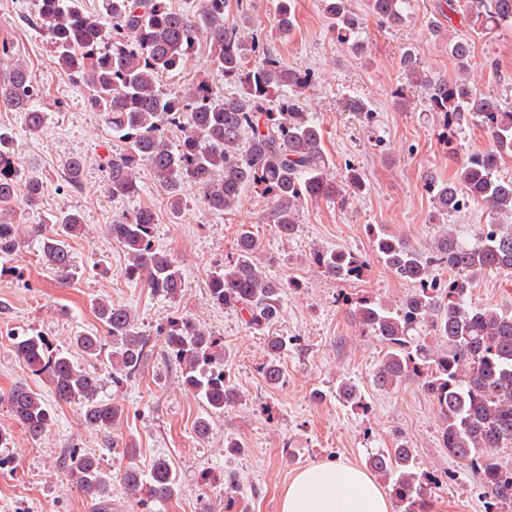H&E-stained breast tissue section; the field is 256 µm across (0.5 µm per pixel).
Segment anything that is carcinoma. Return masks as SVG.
<instances>
[{
  "instance_id": "carcinoma-1",
  "label": "carcinoma",
  "mask_w": 512,
  "mask_h": 512,
  "mask_svg": "<svg viewBox=\"0 0 512 512\" xmlns=\"http://www.w3.org/2000/svg\"><path fill=\"white\" fill-rule=\"evenodd\" d=\"M328 28L340 42L356 40L359 22L349 0H321ZM407 0H367L373 15L393 24L405 20ZM470 18L487 35L512 26V0H469ZM228 0H199L194 13L172 9L167 0H102L98 13L85 12L83 0H37L36 23L47 34L63 74L93 89L89 107L102 113L112 136L124 148L109 157V189L114 196L138 194L141 172L153 176L167 195L170 213L179 215L183 189L198 187L207 206L218 212L234 207L250 189L274 202V227L280 240H291L299 207L307 198L326 197L346 204L365 188L363 175L348 169L343 181L330 178V161L323 148L320 125L300 106L298 93L313 79L309 71L288 67L267 47L260 35L228 21ZM295 0H278L275 30L281 37L295 27ZM212 46L215 60L236 93H221L207 80L168 94L159 77L180 68L184 57L200 39ZM461 67L468 66L469 45L448 44ZM406 87L399 103L424 94L434 110L443 114L441 140L448 155L457 154V136L472 123L489 132L495 148L473 153L459 163L456 178L446 182L425 177L435 216L459 212L471 202L493 212L512 215V178L500 174L501 162L512 158V106L496 97L481 95L461 81L428 77L407 51L401 58ZM291 91L290 95L283 91ZM36 88L31 72L21 62L10 64L0 78V107L22 113L24 125L38 131L45 113L33 105ZM344 107L363 122L372 116L368 103L348 97ZM177 128L174 142L169 131ZM19 173L15 166V136L0 126V202L17 195ZM23 201L39 202L43 182L31 171L24 178ZM58 229L42 238L46 261L67 275L76 264L64 238L82 231L77 212L54 219ZM155 212L137 208L109 226L112 240L123 247L129 263L123 276L142 279L152 292L168 299L184 295L182 268L169 253L154 245ZM373 247L384 265L399 279L415 285L398 306L369 296L345 299L362 329L384 345L373 374L381 390H392L409 380L418 381L442 419V441L448 454L468 463L479 485L490 493L485 512L512 502V468L497 458L500 448L512 447V311L469 305L471 274L481 271L512 273V224H492L479 242L469 245L446 229L429 252L369 227ZM21 243L19 225L0 212V255L12 253ZM315 263L321 273L339 280L362 278L366 263L346 249H319ZM289 284L266 271L265 246L251 228L238 231L236 256L209 274L213 304L246 314L249 328L264 330L278 318ZM94 312L112 337L116 365L112 383L136 378L147 355L148 337L137 330L130 309L98 301ZM431 335L441 340L426 342ZM76 347L91 359L103 350L101 337L83 332L74 337ZM167 355L179 369L182 384L198 395L208 415H222L237 400L224 347L211 333L188 319L171 323L165 339ZM288 342L280 336L267 340L269 359L260 367L271 385L284 382L279 358ZM16 353L23 366L41 377L58 402L78 406L84 422L106 433L121 409L101 397L100 378L50 349L42 335L16 337ZM337 396L345 404L361 407L358 385L343 381ZM14 419L32 436L53 423L49 407L25 384L7 394ZM62 465L98 512H108L112 476L91 453L70 450ZM367 467L392 481L398 512H429V498L437 480L418 474L410 448L399 443L391 452L379 451ZM178 483L169 464L159 460L146 487L149 498L164 502L177 494Z\"/></svg>"
}]
</instances>
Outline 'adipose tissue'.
Masks as SVG:
<instances>
[{"label": "adipose tissue", "mask_w": 512, "mask_h": 512, "mask_svg": "<svg viewBox=\"0 0 512 512\" xmlns=\"http://www.w3.org/2000/svg\"><path fill=\"white\" fill-rule=\"evenodd\" d=\"M280 512H392V503L364 470L332 461L296 473L282 491Z\"/></svg>", "instance_id": "adipose-tissue-1"}]
</instances>
